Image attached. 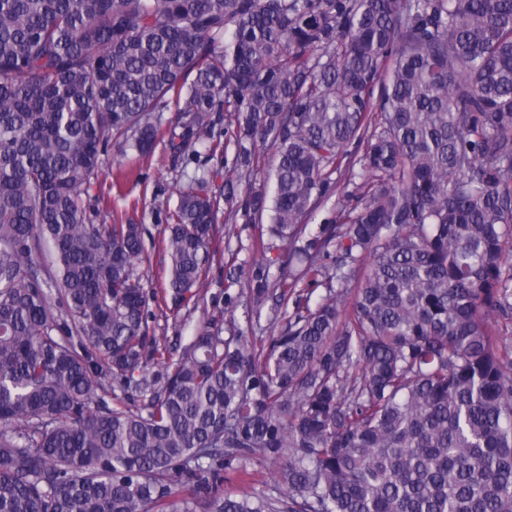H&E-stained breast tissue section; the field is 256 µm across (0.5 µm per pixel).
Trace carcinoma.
Instances as JSON below:
<instances>
[{
  "label": "carcinoma",
  "instance_id": "cac0c4a2",
  "mask_svg": "<svg viewBox=\"0 0 512 512\" xmlns=\"http://www.w3.org/2000/svg\"><path fill=\"white\" fill-rule=\"evenodd\" d=\"M171 102L174 161L234 157L167 211L162 302L204 287L221 206L266 218L249 311L295 301L258 348L210 324L171 358L143 226L87 222ZM261 142L274 191L239 201ZM341 170L355 205L309 227ZM511 239L512 0H0V512H512ZM265 460L277 494L220 492Z\"/></svg>",
  "mask_w": 512,
  "mask_h": 512
}]
</instances>
